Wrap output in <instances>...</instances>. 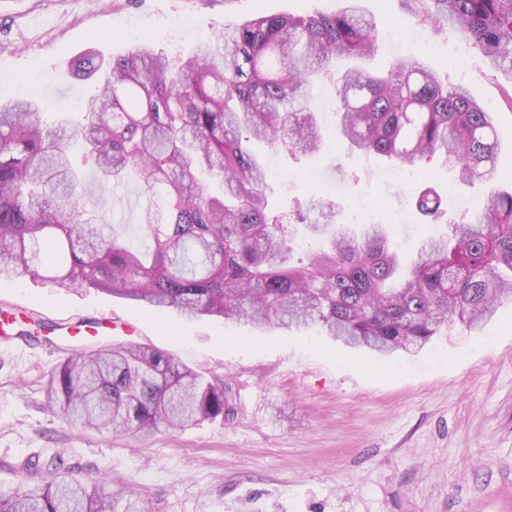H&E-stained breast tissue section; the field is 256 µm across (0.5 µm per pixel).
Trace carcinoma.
Instances as JSON below:
<instances>
[{"label":"carcinoma","mask_w":512,"mask_h":512,"mask_svg":"<svg viewBox=\"0 0 512 512\" xmlns=\"http://www.w3.org/2000/svg\"><path fill=\"white\" fill-rule=\"evenodd\" d=\"M347 2L334 14L245 20L177 60L148 43L109 58L89 50L83 70L101 78L100 89L75 123L43 122L33 97L0 102V275L96 288L187 318L318 326L382 354L419 349L450 323L490 320L512 300L511 184L407 265L384 225L357 233L337 220L335 204L312 200L293 218L326 246L290 264L288 226L272 213L249 143L294 157L318 152L323 136L306 93L315 79L335 87L337 129L358 153L424 170L441 157L464 185L495 178L492 110L443 80L434 57L368 70L378 23ZM412 2L421 23L452 25L490 68L512 75V0ZM338 59L355 65L338 70ZM76 145L92 163L85 176ZM132 178L145 198L136 224L144 249L129 243L125 225L81 204ZM416 208L432 220L447 212L429 186ZM46 400L74 425L135 436L229 413L224 386L133 344L64 361ZM37 466L18 465L0 512H149L126 483L79 479L56 456L45 460L55 478L33 485Z\"/></svg>","instance_id":"carcinoma-1"}]
</instances>
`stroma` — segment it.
I'll return each mask as SVG.
<instances>
[{
  "instance_id": "1",
  "label": "stroma",
  "mask_w": 512,
  "mask_h": 512,
  "mask_svg": "<svg viewBox=\"0 0 512 512\" xmlns=\"http://www.w3.org/2000/svg\"><path fill=\"white\" fill-rule=\"evenodd\" d=\"M345 0H0V100L31 93L47 111L96 92L76 76L88 49L122 54L146 41L168 57L258 15L332 14ZM377 20L421 30L416 41L380 39L371 69L447 52L449 28L421 26L405 0H362ZM496 114L502 152L495 183L452 185L434 165L430 184L454 188L480 212L493 184L512 171V77L473 57L467 75L449 69ZM324 143L298 158L261 148L275 172L274 208L293 199L334 200L339 219L360 229L386 225L404 257L445 233L422 220L414 183L351 152L336 134L335 91L317 80ZM138 187L107 188L97 209L116 224L136 221ZM409 223H398L400 213ZM42 321L52 332L26 341L0 333V490L16 463L57 453L83 478L128 483L151 512H512V301L481 330L454 325L416 354L382 358L334 343L316 328L259 329L221 317L195 321L134 306L89 288L68 291L22 274L0 277V317ZM84 330L73 337V328ZM134 343L171 354L223 385L229 415L145 436L77 428L46 405V386L64 360L99 346Z\"/></svg>"
}]
</instances>
